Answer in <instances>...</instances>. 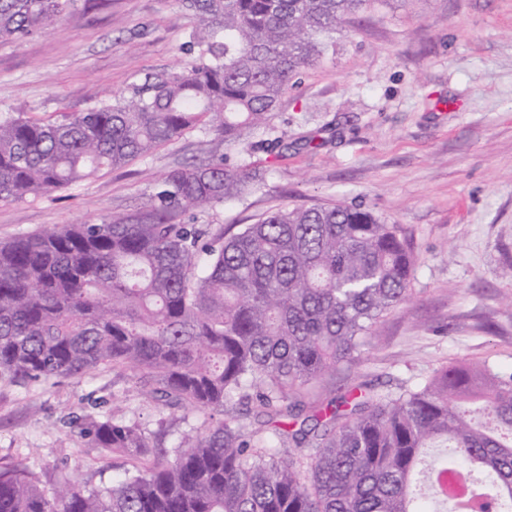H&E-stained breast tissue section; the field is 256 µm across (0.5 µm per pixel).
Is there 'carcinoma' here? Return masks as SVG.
<instances>
[{
    "label": "carcinoma",
    "instance_id": "carcinoma-1",
    "mask_svg": "<svg viewBox=\"0 0 512 512\" xmlns=\"http://www.w3.org/2000/svg\"><path fill=\"white\" fill-rule=\"evenodd\" d=\"M71 2L0 0V38L54 27ZM374 2L183 0L198 25L179 71L85 112L0 115V199L49 194L197 128L240 143ZM261 182L213 155L169 171L132 213L0 242V379L110 365L170 409L224 414L172 448L162 427L76 417L124 477L87 490L63 474L47 491L15 464L0 469V512H452L442 472L466 474L479 512H512V372L453 362L414 389L309 400L406 300L417 259L398 225L342 204L278 207L228 237L180 220Z\"/></svg>",
    "mask_w": 512,
    "mask_h": 512
}]
</instances>
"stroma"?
Returning a JSON list of instances; mask_svg holds the SVG:
<instances>
[{
	"instance_id": "1",
	"label": "stroma",
	"mask_w": 512,
	"mask_h": 512,
	"mask_svg": "<svg viewBox=\"0 0 512 512\" xmlns=\"http://www.w3.org/2000/svg\"><path fill=\"white\" fill-rule=\"evenodd\" d=\"M197 19L180 0H75L60 23L0 39V113L46 117L130 95L179 70ZM306 139V147L293 143ZM227 154L264 184L196 224L232 228L277 207L336 202L412 237V297L322 384L415 387L451 362L512 370V0H375L303 71L268 126L242 144L186 132L126 167L52 194L0 200V241L139 208L173 167ZM114 416L157 430V405L109 366L46 382L0 381V466L42 488L66 469L88 489L123 473L68 421Z\"/></svg>"
}]
</instances>
